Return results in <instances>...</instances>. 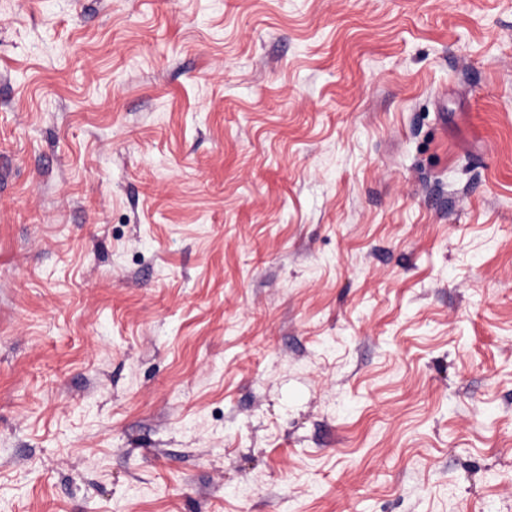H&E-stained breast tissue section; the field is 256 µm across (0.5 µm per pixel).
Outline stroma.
Wrapping results in <instances>:
<instances>
[{"label": "stroma", "instance_id": "stroma-1", "mask_svg": "<svg viewBox=\"0 0 512 512\" xmlns=\"http://www.w3.org/2000/svg\"><path fill=\"white\" fill-rule=\"evenodd\" d=\"M0 512H512V0H0Z\"/></svg>", "mask_w": 512, "mask_h": 512}]
</instances>
